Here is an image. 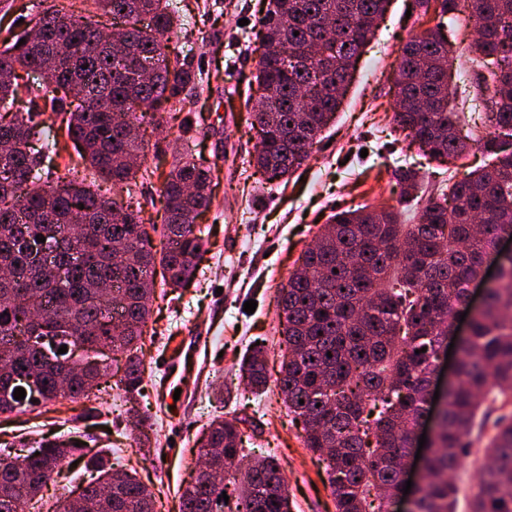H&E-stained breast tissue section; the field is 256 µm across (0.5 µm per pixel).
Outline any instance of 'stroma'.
I'll use <instances>...</instances> for the list:
<instances>
[{"label":"stroma","instance_id":"obj_1","mask_svg":"<svg viewBox=\"0 0 512 512\" xmlns=\"http://www.w3.org/2000/svg\"><path fill=\"white\" fill-rule=\"evenodd\" d=\"M178 3L187 20L180 48L200 78L191 93L194 138L183 143L175 130L161 128L149 139L163 151L188 149L209 167L213 200L197 219L208 245L196 279L176 290L156 286L144 332V396L132 406L150 417L156 434L150 446H135L126 429L132 406L113 388L96 400L91 422L81 417L83 403L67 400L0 416V447L50 430L91 434L90 449L106 450L115 468L137 470L165 503V512H178L180 490L195 471V441L203 425L218 416L235 417L245 420L256 448L279 460L291 512H335L324 463L304 447L301 427L275 386L256 396L240 380L242 354L254 340L264 341L268 370L277 374L283 352L278 290L336 210L364 204L399 210L394 167H420L434 191L485 166L489 158L475 147L442 166L393 132L392 72L402 46L434 20L416 0H392L322 145L284 181L262 184L251 164L257 139L241 123L258 60L251 28L262 0ZM251 299L257 307L249 314L243 305ZM173 356L180 362L175 370L166 365ZM224 384L232 391L216 400L213 391Z\"/></svg>","mask_w":512,"mask_h":512}]
</instances>
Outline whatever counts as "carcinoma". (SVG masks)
<instances>
[{"label":"carcinoma","mask_w":512,"mask_h":512,"mask_svg":"<svg viewBox=\"0 0 512 512\" xmlns=\"http://www.w3.org/2000/svg\"><path fill=\"white\" fill-rule=\"evenodd\" d=\"M437 25L410 39L393 73V121L425 155L448 162L479 146L492 162L436 197L419 172L394 176L418 219L365 205L334 214L279 290L288 355L277 387L303 424L304 446L326 461L336 512H384L401 490L415 428L431 411L430 375L448 346L450 317L487 260L499 269L470 334L460 340L416 512H455L453 474L486 440L489 457L469 512H512V254L497 249L512 230V0H436ZM389 0H267L255 33L260 100L245 122L258 136L254 166L272 182L292 175L334 119L356 62ZM91 7L117 32L84 16ZM474 18L476 67L452 78L455 56L444 19ZM175 0H50L26 28L0 43V416L59 399L91 400L124 356L117 383L141 394L139 356L152 314L156 267L162 285L194 280L205 245L195 221L212 204L208 170L188 152L148 162L143 127L177 119L197 75L181 61ZM489 93L491 136H461L471 90ZM112 196L70 179L41 180V161L59 151V130ZM157 178L160 223L143 224L136 188ZM160 231V249L151 232ZM45 237L47 247L37 241ZM67 352L58 353L61 346ZM262 391L267 361L255 347L242 365ZM17 388L26 396L14 399ZM304 403H299V400ZM139 445L152 425L126 418ZM237 419L212 422L200 441L208 474L180 495L179 512H211L222 495L235 512H289L280 464L250 448ZM80 446H75V443ZM84 436L43 438L20 461L0 459V512L26 507L64 463L98 476L64 496L55 512H156L155 493L107 456L84 452Z\"/></svg>","instance_id":"obj_1"}]
</instances>
